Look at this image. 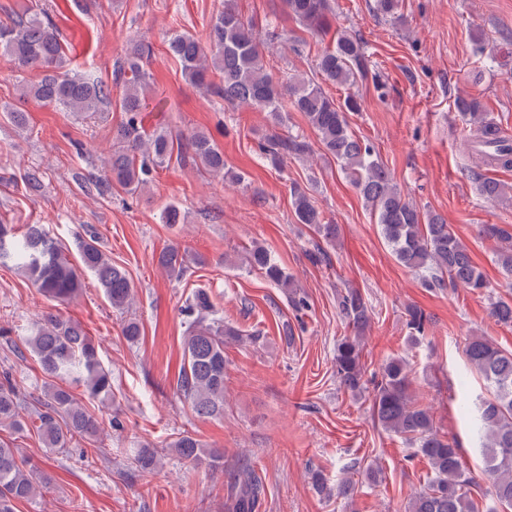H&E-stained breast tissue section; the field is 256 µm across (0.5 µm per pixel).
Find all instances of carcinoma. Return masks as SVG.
<instances>
[{
  "instance_id": "obj_1",
  "label": "carcinoma",
  "mask_w": 512,
  "mask_h": 512,
  "mask_svg": "<svg viewBox=\"0 0 512 512\" xmlns=\"http://www.w3.org/2000/svg\"><path fill=\"white\" fill-rule=\"evenodd\" d=\"M288 16L311 31L327 25L329 0H283ZM168 51L179 62L183 75L194 85L222 100L227 107H243L263 112L275 126L285 122L284 112L292 106L316 132L321 150L349 179L381 227V233L396 261L422 274L427 288H467L481 292L488 281L473 261L468 247L456 236L448 220L435 212L423 213L406 197L390 168L378 157L369 141L356 136L347 114L361 111L359 100L349 94L336 103L323 87L302 74L276 77L267 68L253 25L236 10L233 0H223L212 16L208 40L201 42L188 33L168 37ZM0 54L8 56L17 68L38 66L45 69L35 84L22 85L23 97L58 107L77 116L101 111L110 100L111 90L89 76L64 70L66 46L58 28L42 21L38 14L20 17L0 25ZM152 46L139 40L129 42L115 68V81L122 87L120 109L124 120L112 133V155L108 170L112 179L130 195L143 193L152 173L169 166L174 152H185L205 171L235 183L244 177L224 162V152L204 132H196L187 143L174 141L163 128L143 129L141 112L150 74L146 62ZM322 80L336 86H354L372 79L382 86L381 75L373 70L367 47L361 37L339 29L333 45L316 59ZM218 72L220 83L210 81ZM455 108L467 125L474 128V140L495 144L502 139L499 127L487 118L481 103L460 98ZM269 165L279 168L289 156H305L311 146L293 135L272 133L259 144ZM480 192L487 201H502L512 187L476 173ZM295 222L308 225L327 243H334L339 227L326 219L314 197L295 185L291 188ZM480 232L496 244V261L502 274L512 280V226L485 224ZM79 263L71 260L68 247L53 237L43 224H27L19 231L11 224H0V265L10 264L21 271L43 293L60 301L72 300L81 288L80 270L93 274L113 308L129 310L134 304V287L127 269L112 261L100 249L96 236L89 234L78 245ZM249 265L259 270L271 284L288 290L293 277L278 264L268 249L253 244L248 251ZM189 255L171 246L159 253V265L172 276L182 277L190 269ZM337 305L353 335L336 344L334 365L340 384L356 394L360 391L366 367L361 332L370 325L371 314L362 294L352 288L338 294ZM191 320L184 337L183 363L176 380V391L192 411L201 416H224V345L242 341V334L224 325L207 292L197 290L186 305ZM491 317L500 325L512 326V298L491 303ZM408 342L415 344L425 335L428 319L415 305L405 309ZM27 346L51 383L42 398L29 406V396L13 382L9 372L0 378V426L14 432L37 433L43 445L64 450L74 441L96 443L101 422L82 405L70 390L81 385L91 398L105 402L112 398V372L101 359L98 346L76 320L47 312L33 323ZM464 355L470 368L488 384L491 397L477 406V430L490 485L493 506L487 512L512 509V352H505L484 336H468ZM371 413L386 431L403 437L428 462L432 477L412 499L408 512H479L470 492L471 478L456 444L441 436L432 407L414 398V377L405 356L388 358L374 375ZM170 451L197 464L210 467L224 458L203 449L190 435L170 443ZM162 456L145 447L134 460L143 474L161 464ZM315 485L327 497L349 498L353 481L347 477L327 487L322 475L313 476ZM48 478L34 476L21 447L11 438L0 437V512H15L19 502L34 501L48 488ZM233 512H256L263 491L261 477L248 464L240 466L232 484Z\"/></svg>"
}]
</instances>
